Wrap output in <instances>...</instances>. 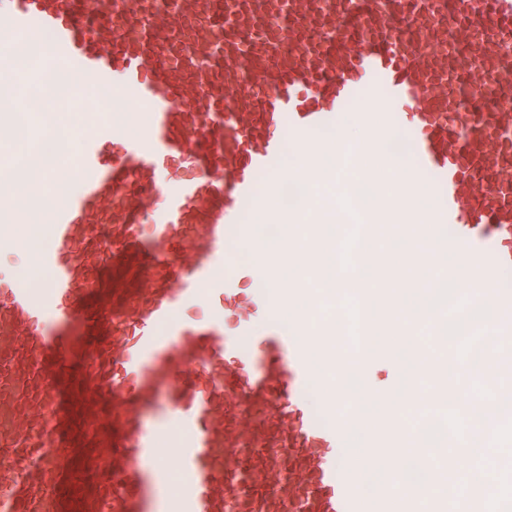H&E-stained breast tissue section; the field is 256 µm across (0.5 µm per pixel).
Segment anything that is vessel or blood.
Instances as JSON below:
<instances>
[{"mask_svg": "<svg viewBox=\"0 0 512 512\" xmlns=\"http://www.w3.org/2000/svg\"><path fill=\"white\" fill-rule=\"evenodd\" d=\"M86 0H0V46H31L39 71L77 61L88 86L118 89L147 128L99 120L80 158L95 179L57 202L52 244L33 240L40 286L0 278V512H391L364 491L339 436L349 414L310 362L303 317L251 333L296 292L276 263L210 281L231 243L255 242L248 209L280 206L311 170L286 168L334 115L378 95L369 142L400 128L444 210L448 252L512 308V0H173L147 14ZM469 60L467 70L458 57ZM263 174L272 175L260 183ZM208 294H201L202 284ZM205 303L203 318L181 310ZM374 462L403 466L385 431ZM183 489L163 493L171 474Z\"/></svg>", "mask_w": 512, "mask_h": 512, "instance_id": "vessel-or-blood-1", "label": "vessel or blood"}]
</instances>
